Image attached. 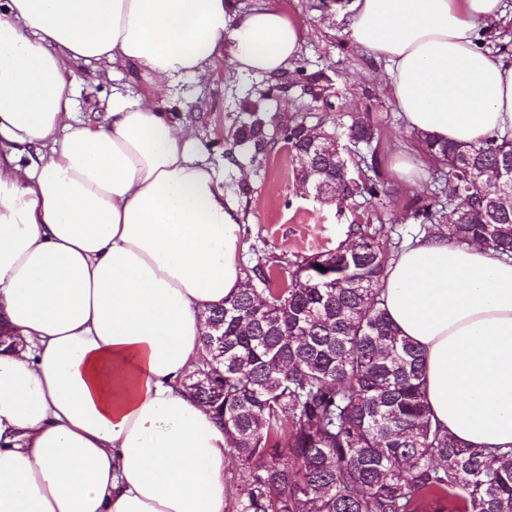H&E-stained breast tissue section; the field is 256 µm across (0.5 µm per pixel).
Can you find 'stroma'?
<instances>
[{
	"label": "stroma",
	"mask_w": 512,
	"mask_h": 512,
	"mask_svg": "<svg viewBox=\"0 0 512 512\" xmlns=\"http://www.w3.org/2000/svg\"><path fill=\"white\" fill-rule=\"evenodd\" d=\"M272 2L305 29L302 52L287 71L241 76L225 56L207 81L173 80L159 106L169 119L194 131L225 198L237 207L243 228L240 267L262 266L283 285L299 257L336 249L348 240L352 225H370L392 245L424 235L425 226L412 217L414 200L438 186L441 173L428 168L412 184L390 170V154L412 143L413 133L391 101L384 63L348 42L346 20L338 14L346 0ZM82 72L83 83L67 92L86 122L106 118L113 94L135 97L152 88L151 74L140 66L108 71L86 65ZM255 104L269 119L261 153L234 141ZM360 120L375 127L376 137L371 146H349L351 172L381 178L389 198L381 203L357 194L338 204L307 197L286 147L288 128L303 121L331 132Z\"/></svg>",
	"instance_id": "35a3bbf8"
}]
</instances>
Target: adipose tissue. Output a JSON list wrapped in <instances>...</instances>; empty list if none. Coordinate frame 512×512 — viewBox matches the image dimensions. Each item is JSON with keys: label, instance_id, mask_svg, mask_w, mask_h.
Instances as JSON below:
<instances>
[{"label": "adipose tissue", "instance_id": "obj_1", "mask_svg": "<svg viewBox=\"0 0 512 512\" xmlns=\"http://www.w3.org/2000/svg\"><path fill=\"white\" fill-rule=\"evenodd\" d=\"M227 0H0V512H226L224 430L183 381L206 313L244 288L241 226L193 130L157 103L167 82L275 76L299 22ZM345 33L384 61L408 129L451 143L512 139V64L479 51L502 0H351ZM144 67L101 123L66 93L79 65ZM37 147V163L17 154ZM389 320L421 351L431 421L512 449V259L440 234L390 260Z\"/></svg>", "mask_w": 512, "mask_h": 512}]
</instances>
